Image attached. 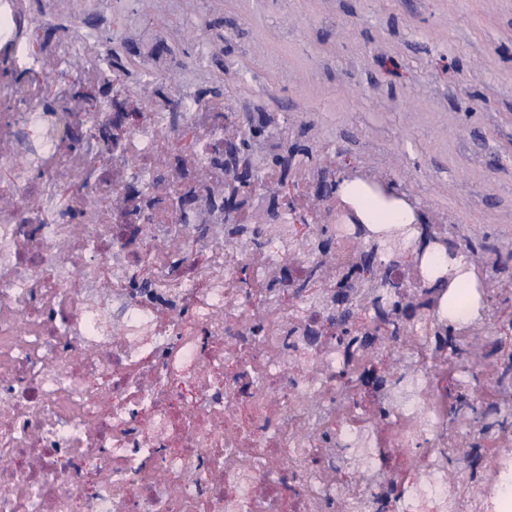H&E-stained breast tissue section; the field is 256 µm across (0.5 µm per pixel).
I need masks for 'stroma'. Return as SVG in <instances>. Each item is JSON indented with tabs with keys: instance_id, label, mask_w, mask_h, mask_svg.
<instances>
[{
	"instance_id": "obj_1",
	"label": "stroma",
	"mask_w": 512,
	"mask_h": 512,
	"mask_svg": "<svg viewBox=\"0 0 512 512\" xmlns=\"http://www.w3.org/2000/svg\"><path fill=\"white\" fill-rule=\"evenodd\" d=\"M84 15L114 88H218L318 165L370 168L512 279V0H26Z\"/></svg>"
}]
</instances>
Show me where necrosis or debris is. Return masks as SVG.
<instances>
[{
	"label": "necrosis or debris",
	"mask_w": 512,
	"mask_h": 512,
	"mask_svg": "<svg viewBox=\"0 0 512 512\" xmlns=\"http://www.w3.org/2000/svg\"><path fill=\"white\" fill-rule=\"evenodd\" d=\"M52 23L0 0V512H505L512 443L448 421L475 400L511 424L512 378L476 400L425 314L401 325L394 401L372 358L336 350L292 223L260 247L173 206L224 177V100L142 88L104 140L113 113L72 107L110 66L71 75L87 47L61 33L46 70L29 34ZM475 448L494 480L472 477Z\"/></svg>",
	"instance_id": "necrosis-or-debris-1"
}]
</instances>
